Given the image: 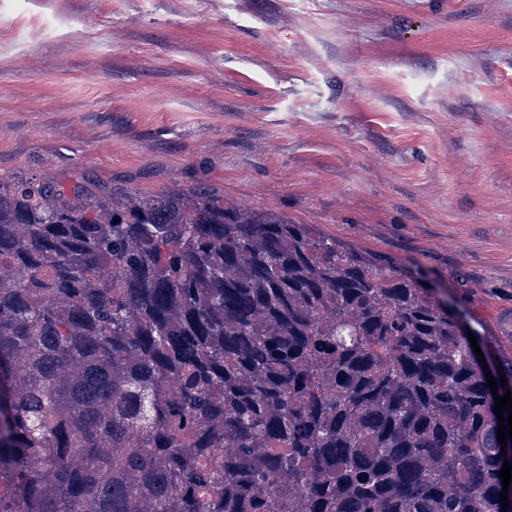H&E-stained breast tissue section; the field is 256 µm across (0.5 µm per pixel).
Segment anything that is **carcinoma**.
Wrapping results in <instances>:
<instances>
[{"label": "carcinoma", "instance_id": "carcinoma-1", "mask_svg": "<svg viewBox=\"0 0 512 512\" xmlns=\"http://www.w3.org/2000/svg\"><path fill=\"white\" fill-rule=\"evenodd\" d=\"M428 277L208 186L0 183V512H501Z\"/></svg>", "mask_w": 512, "mask_h": 512}]
</instances>
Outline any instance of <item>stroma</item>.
I'll return each instance as SVG.
<instances>
[{
  "mask_svg": "<svg viewBox=\"0 0 512 512\" xmlns=\"http://www.w3.org/2000/svg\"><path fill=\"white\" fill-rule=\"evenodd\" d=\"M210 186L512 351V0H0V181Z\"/></svg>",
  "mask_w": 512,
  "mask_h": 512,
  "instance_id": "stroma-1",
  "label": "stroma"
}]
</instances>
